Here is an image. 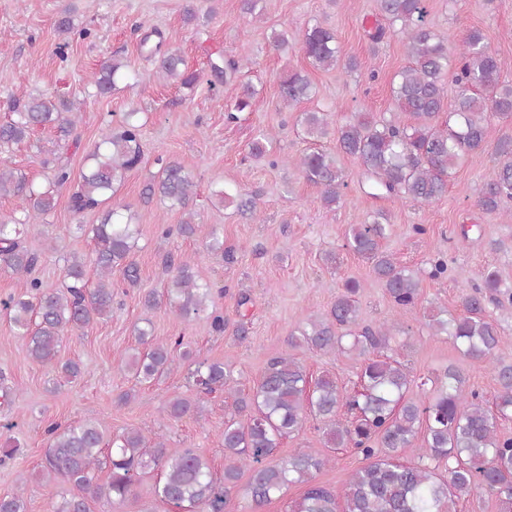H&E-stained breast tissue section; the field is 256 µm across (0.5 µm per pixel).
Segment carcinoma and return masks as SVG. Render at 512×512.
<instances>
[{
  "label": "carcinoma",
  "instance_id": "obj_1",
  "mask_svg": "<svg viewBox=\"0 0 512 512\" xmlns=\"http://www.w3.org/2000/svg\"><path fill=\"white\" fill-rule=\"evenodd\" d=\"M379 10L389 26L400 25L406 38L411 65L395 74L391 92L405 122L396 116L376 121L359 113L344 124L332 126L325 112H303L299 121L309 135L322 138L331 133L342 153L356 158L374 198L392 197L413 203L430 204L448 191L451 170L466 156L482 151L488 144L492 118L512 119V84L500 80L501 61L485 43L484 35L473 30L459 46H450L426 25L425 0H379ZM142 46L156 59L155 74L160 80L176 82L193 89L200 75L187 69L181 52L175 48ZM302 50L318 67L338 63L340 47L335 34L320 25L305 30ZM248 62L245 55L221 58L210 63V85L228 84ZM123 62L116 58L104 63L93 76L100 96L112 93L124 77ZM457 87L453 105L445 103L446 80ZM284 105L292 107L310 97L309 77L297 70L284 74L279 85ZM255 91L249 85L228 108L227 119L253 106ZM129 112L116 127L106 128L90 155L92 165L81 173L76 191L69 200L71 211L79 216L101 208L128 172L142 163V125ZM80 108L74 103L43 95L31 96L15 118L0 125V152L27 139L36 128H50L60 141L77 140ZM274 136L261 134L249 145V154L260 158L270 153ZM498 165L486 178L478 206L512 217V137L494 144ZM159 170L146 185L144 194L159 195L170 207L186 208L192 193L191 174L176 161L158 157ZM49 171V187L28 181L5 160L0 161V197L17 200L15 212L21 216L0 218V262L8 272L25 278V291L0 300L5 313L27 339L28 354L43 366L54 367L58 348L67 333L83 332L98 319L112 314V300L118 285L134 287L140 276L129 260L137 229L114 221L117 211H106L95 225L72 224L75 237L91 236L93 264L98 278L87 286L83 259L75 254L64 258L66 281L60 288H49L30 277L38 254L29 251L25 240L38 220L54 206L53 188L71 181L68 163L59 155L40 159ZM297 167L307 182L320 189V201L335 205L346 186L336 157L325 151L306 152ZM378 212L369 221L353 224L348 246L371 261L372 271L384 286L393 311L413 312L420 300V282L409 270L398 265L382 250L390 225L379 221ZM162 235L203 234L209 250L224 255L232 263L235 252L224 247L217 227H205L188 215L176 227L161 225ZM432 279L450 271L441 254L428 259ZM164 265L176 267L166 289L172 311L187 319L208 312L212 330L221 334L228 326L224 314L208 310L214 289L195 279L187 261L174 264L166 255ZM119 272L120 282L112 275ZM480 282L461 297L462 315L446 319L430 316L428 327L444 334L460 354L469 360L488 363L498 386L494 407L486 406L483 395L465 390V379L458 369L448 366L443 375L430 379V395L406 398L412 379L409 370L391 346L395 323L362 325L356 295L358 284L345 281L330 309L309 319L307 327L291 332L288 345L329 353L355 352L363 358L356 389L347 394L336 380L322 374L311 378L304 366L290 353L270 357L252 392L238 388L232 370L224 363L199 359L191 344L178 337L173 341L152 338V321L143 319L136 328L144 349L122 363L139 382H150L173 369L188 364L189 393L167 401L166 415L180 420L193 413L205 399L217 392L236 395L235 407L224 422V477L218 481L208 462L194 448L172 455L164 441L148 445L138 430L108 438L96 422H81L65 428H47V483L64 482L67 493L53 502L51 512H90L89 502H123L135 483L154 471L160 472L154 493L179 512H231L230 505L239 491L251 498L255 512L283 493L290 484L304 486L303 495L291 512H457L458 502L474 493L489 494L498 501L500 512H512V438L497 433L496 422L512 413V361L501 356V337L488 305L497 309L512 307V289L501 288L494 268L484 269ZM347 409L352 417L341 418ZM247 420H240V416ZM322 424L326 446L352 448L364 465L350 476L337 492L316 479L331 458L295 452L275 463L268 461L282 441L300 431L308 418ZM420 447H413L417 435ZM413 449V459L402 458ZM107 470L106 480L98 472ZM444 470L447 477L438 474ZM250 476L239 488L244 471ZM0 512H25L20 493L0 495Z\"/></svg>",
  "mask_w": 512,
  "mask_h": 512
}]
</instances>
